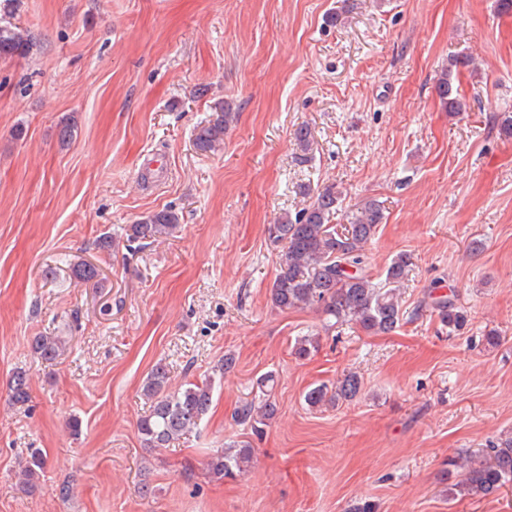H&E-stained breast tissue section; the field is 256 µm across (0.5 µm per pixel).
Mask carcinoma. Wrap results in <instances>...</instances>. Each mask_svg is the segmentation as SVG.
<instances>
[{
  "label": "carcinoma",
  "instance_id": "cac0c4a2",
  "mask_svg": "<svg viewBox=\"0 0 512 512\" xmlns=\"http://www.w3.org/2000/svg\"><path fill=\"white\" fill-rule=\"evenodd\" d=\"M36 46L30 30L0 21V59L26 56ZM440 103L448 112L464 111V103L454 89L450 73L441 75L436 83ZM233 112L220 104L212 118L196 127L194 145L204 153L218 151L224 145V131L233 122ZM297 146L307 152L314 141V130L305 123L295 131ZM341 193L333 186L323 188L315 199L295 215L283 214L276 223L267 226L268 240L285 244L279 271L269 290L271 306L280 311L313 308L324 316L330 330L353 325L368 335H387L396 331L404 320L399 290L408 276L411 257L396 255L385 270L384 284L373 281L367 269L366 246L383 223L382 205L368 199L346 213V223L333 224L331 217L339 206ZM179 217L171 210H162L142 217L123 228L126 241L143 244L156 242L172 235L178 228ZM73 276L81 283L101 286L99 270L93 264L73 267ZM432 309L450 330H460L468 322L467 311L455 299L439 296ZM67 341L61 336L43 334L33 337L32 350L46 362L57 359L66 350ZM166 365L156 364L146 377L142 393L147 410L137 422V431L147 450L167 448L196 429L207 415L212 403V383L188 382L173 389ZM274 378L267 374L257 381L252 399L239 402L232 414L233 422L255 433L262 431L276 412L271 396ZM361 391V379L349 372L336 385H318L307 391L305 401L313 409L352 400ZM29 383L26 374L13 376L12 399L28 401ZM255 449L245 441L229 445L207 461L209 475L224 481L235 479L254 465ZM46 460L37 448L19 474L21 483L31 486L44 470ZM462 474V479L448 487V497L471 496L488 498L512 485V436L494 442L480 456L459 455L448 459V477Z\"/></svg>",
  "mask_w": 512,
  "mask_h": 512
}]
</instances>
